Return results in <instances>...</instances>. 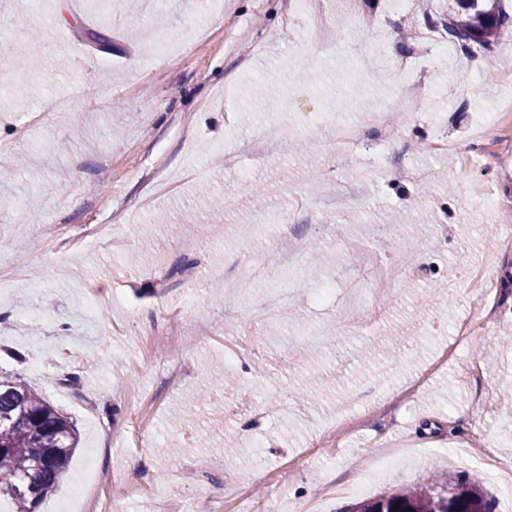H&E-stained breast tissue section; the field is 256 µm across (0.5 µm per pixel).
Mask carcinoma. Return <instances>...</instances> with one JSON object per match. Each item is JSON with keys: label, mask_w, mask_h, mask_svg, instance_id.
<instances>
[{"label": "carcinoma", "mask_w": 512, "mask_h": 512, "mask_svg": "<svg viewBox=\"0 0 512 512\" xmlns=\"http://www.w3.org/2000/svg\"><path fill=\"white\" fill-rule=\"evenodd\" d=\"M501 0H452L448 35L467 51H491L508 17ZM74 424L19 379L0 380V500L33 512L51 492L76 448ZM493 512L475 483L450 477L353 503L343 512Z\"/></svg>", "instance_id": "cac0c4a2"}]
</instances>
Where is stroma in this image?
I'll return each instance as SVG.
<instances>
[{"label":"stroma","mask_w":512,"mask_h":512,"mask_svg":"<svg viewBox=\"0 0 512 512\" xmlns=\"http://www.w3.org/2000/svg\"><path fill=\"white\" fill-rule=\"evenodd\" d=\"M8 0L0 11V375L20 377L79 433L69 468L35 512H55L92 473L104 504L157 512L159 496L202 481L204 512H261L274 490L319 498L343 512L363 497L461 475L481 483L502 512L503 485L456 457L495 449L512 467V319L465 340L455 332L473 301L462 262L477 265L496 241L491 209L471 203V182L499 193L489 161L443 165L424 145L437 133L465 142L482 114L512 96V81L473 79L469 57L439 59L422 39L445 35L448 0H313L329 17L332 47L308 39L292 0ZM56 41L44 48L42 34ZM21 41L38 69L7 48ZM405 61L427 92L401 139L381 141L366 111L392 112L403 94L388 67ZM296 129L259 163L242 146L267 122ZM364 133L355 152L385 143L404 152L410 179L350 161L337 122ZM269 221L257 223L255 187ZM224 210L200 206L201 188ZM417 225L421 258L400 288L375 300V264L396 261V240L373 229L396 213ZM167 220L156 223L158 214ZM320 244L334 260L301 261L288 304L279 278L257 277L276 249V225ZM224 261H213L214 252ZM331 282L321 302L313 288ZM381 309L371 326L344 318L349 295ZM201 338L189 355L166 339L171 310ZM241 342L263 333L286 365L232 369L214 323ZM187 367L175 384L167 370ZM326 384L308 398L298 384ZM291 399L261 422L239 413L246 396ZM114 410L105 426L102 414Z\"/></svg>","instance_id":"obj_1"}]
</instances>
